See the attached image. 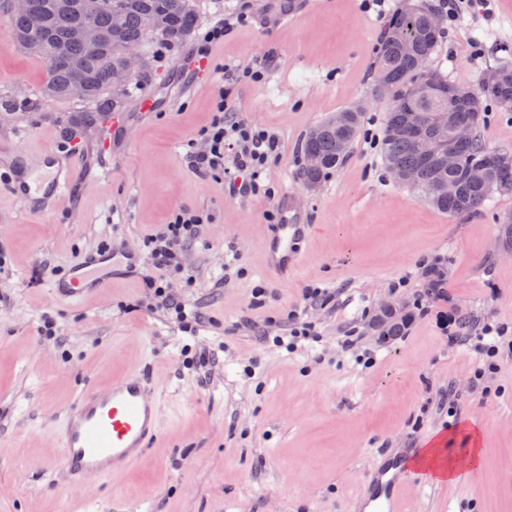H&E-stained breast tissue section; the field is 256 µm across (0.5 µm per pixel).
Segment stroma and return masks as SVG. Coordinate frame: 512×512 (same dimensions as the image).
Here are the masks:
<instances>
[{
  "label": "stroma",
  "instance_id": "stroma-1",
  "mask_svg": "<svg viewBox=\"0 0 512 512\" xmlns=\"http://www.w3.org/2000/svg\"><path fill=\"white\" fill-rule=\"evenodd\" d=\"M274 0H197L198 31L247 12L206 67L194 68L195 39L155 59L143 94L125 120L110 124L80 102H46L45 64L10 43L0 13V166H33L54 148L73 156L77 175L48 215L24 216L0 189V512H361L364 471L381 452L435 446L454 456L479 444L481 473L414 492L408 512H512V354L503 355L487 393L471 389L477 350L450 344L437 323L452 314L470 327H512V249L500 222L512 194L493 193L478 212L451 216L396 184L381 147L392 98L373 82L385 16L407 0H387L384 15L362 0L299 4L282 27H265ZM264 65L260 82L226 83L225 64ZM512 66V0L470 8L445 29L428 67L448 82L478 87ZM277 134L281 157L262 175L273 196L239 197L221 176L203 177L186 157L211 120L213 99ZM149 113H142L143 100ZM363 109L345 162L306 187L301 143L325 118ZM295 194L302 220L319 225L295 272L268 277L261 251L269 212ZM188 205L210 224L186 250L195 282L186 291L204 320L182 332L163 313L124 312L141 295L145 264L79 303L57 299L50 284L84 256L110 245L138 250L144 235ZM422 260L448 275L442 290L415 280L392 285ZM264 284L263 307L250 306ZM327 289L323 308L302 309L308 285ZM419 302L402 338L365 366L336 340L369 331L382 302ZM302 309L316 337L296 349L276 346L288 311ZM56 325L39 335L44 319ZM218 349L207 374L184 365L185 347ZM143 367L158 389L162 437L122 477H88L62 491L44 469L56 454L58 425L86 387L103 388Z\"/></svg>",
  "mask_w": 512,
  "mask_h": 512
}]
</instances>
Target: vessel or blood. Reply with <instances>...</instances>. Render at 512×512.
I'll list each match as a JSON object with an SVG mask.
<instances>
[{
  "label": "vessel or blood",
  "mask_w": 512,
  "mask_h": 512,
  "mask_svg": "<svg viewBox=\"0 0 512 512\" xmlns=\"http://www.w3.org/2000/svg\"><path fill=\"white\" fill-rule=\"evenodd\" d=\"M75 175L69 155L44 153L31 180L9 181L10 194L23 201L28 215L48 213L70 186ZM318 232L317 225L287 220L278 225L269 242L264 271L269 277H287L302 245ZM108 252L93 254L56 280L58 298L78 302L103 288L100 272L111 260ZM161 432L157 390L147 369L128 371L106 390L81 393L61 422L57 436L58 457L48 471L55 486L82 483L89 476L112 479L142 460ZM397 459H387L364 482L360 494L372 512H402L408 494L397 476Z\"/></svg>",
  "instance_id": "1"
}]
</instances>
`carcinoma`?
Here are the masks:
<instances>
[{"mask_svg": "<svg viewBox=\"0 0 512 512\" xmlns=\"http://www.w3.org/2000/svg\"><path fill=\"white\" fill-rule=\"evenodd\" d=\"M39 16L33 24L30 16H8L12 40L27 53L46 62L41 96L66 100V88L77 76L87 84L82 103L90 112H120L127 98L143 90L153 58L173 51L183 44L198 23L194 0H105L104 8L93 18H84L80 0H34ZM159 20L157 28L145 27V16ZM95 29V45L72 41L71 29L83 21ZM436 15L426 6L411 3L392 15L384 24V35L377 55L374 83L391 87L393 104L386 116L382 151L395 182L415 191L429 205L451 215L479 211L495 192L512 191V152L493 150L481 136L483 97L489 96L507 110L512 109V68L498 67L486 74L473 100L456 105L426 90L430 85L445 83L439 75L427 71L431 55L442 41L443 31L435 28ZM139 48L144 66L141 74L125 85L112 83V73L125 61L126 49ZM359 107L343 111L344 124L333 117L316 125L301 144L304 153L321 155L323 164L316 170L302 169L306 184H318L348 156L350 145L360 125ZM441 117L448 122L447 132L463 121L472 127V137L458 146L461 167L450 170L437 159L423 154L420 138L411 131V114ZM413 178L403 180L399 172ZM457 183V193L448 197L439 186Z\"/></svg>", "mask_w": 512, "mask_h": 512, "instance_id": "1", "label": "carcinoma"}]
</instances>
